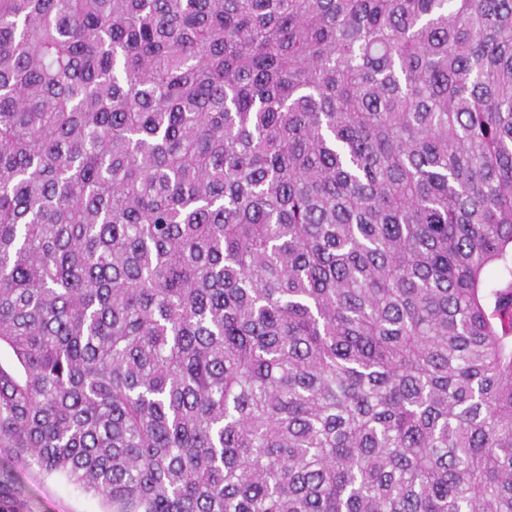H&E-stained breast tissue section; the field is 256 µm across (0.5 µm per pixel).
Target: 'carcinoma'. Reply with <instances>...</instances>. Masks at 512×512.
Masks as SVG:
<instances>
[{"label": "carcinoma", "instance_id": "obj_1", "mask_svg": "<svg viewBox=\"0 0 512 512\" xmlns=\"http://www.w3.org/2000/svg\"><path fill=\"white\" fill-rule=\"evenodd\" d=\"M2 347L105 512H512V0H0Z\"/></svg>", "mask_w": 512, "mask_h": 512}]
</instances>
